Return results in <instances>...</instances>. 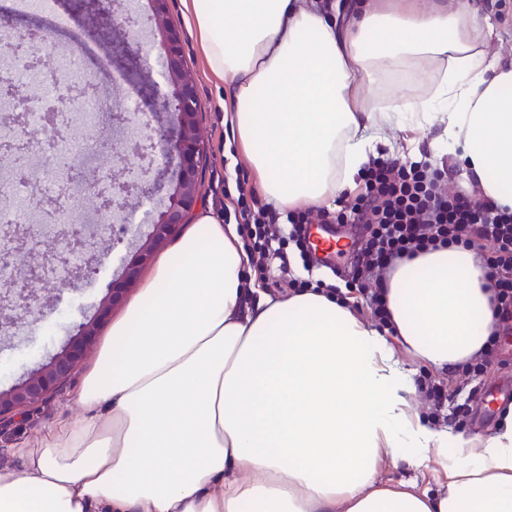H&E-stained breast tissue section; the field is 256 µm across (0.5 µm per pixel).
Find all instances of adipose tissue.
<instances>
[{
	"mask_svg": "<svg viewBox=\"0 0 512 512\" xmlns=\"http://www.w3.org/2000/svg\"><path fill=\"white\" fill-rule=\"evenodd\" d=\"M254 191L332 207L371 159L444 168L512 208V57L476 0H183ZM414 70L412 95L367 97ZM385 333L335 294L271 296L213 211L155 259L59 420L0 466V512H512V418L476 437L422 422L402 361L453 369L486 344L473 251L399 262ZM436 466L441 494L381 485Z\"/></svg>",
	"mask_w": 512,
	"mask_h": 512,
	"instance_id": "obj_1",
	"label": "adipose tissue"
}]
</instances>
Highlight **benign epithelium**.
Returning a JSON list of instances; mask_svg holds the SVG:
<instances>
[{"label": "benign epithelium", "instance_id": "7a95c632", "mask_svg": "<svg viewBox=\"0 0 512 512\" xmlns=\"http://www.w3.org/2000/svg\"><path fill=\"white\" fill-rule=\"evenodd\" d=\"M167 2L151 0L153 27L148 52L142 58L146 59L154 52L161 59L162 84L156 86L155 109L171 111L177 116L178 129L174 144L178 157L176 180L170 185L164 206L155 212H144L142 223L150 225V231L135 238L132 244L133 255L122 273L107 285L97 315L75 324L71 336L58 352L10 388L0 390V424L40 406L63 391L93 345L100 319L121 302L128 287L150 262L154 251L189 222L201 201L198 186L204 145L200 136L196 89L181 51L178 33L168 20ZM6 27L15 31L14 69L35 70L40 67L50 73L51 86L57 92V105L52 108L41 106L42 122L55 125L56 110L66 108L96 90L92 79L72 83L58 77L49 58L41 56L38 47L31 45L26 53H19L23 43L33 39L36 33L18 28L1 14L0 28ZM136 114L142 136L130 141L125 152L116 155V161L126 169V179L105 183L95 193L99 199V210L105 213L106 223L112 214L123 216L126 223L131 222L127 213L128 198L143 191V184L151 175L158 155L167 153L164 134L153 125L154 113L138 110ZM29 116L26 108L17 113L9 133L0 140H19L25 143V147H30L32 138ZM12 228V246L0 250V266L13 265L21 256L24 268L19 270L12 286L0 289V312L20 310L27 316L41 315L42 306L30 293L29 283L32 278L43 276L59 265L68 264L69 256L86 249L95 233L75 224H56L54 228L60 249L46 257L28 247V225L14 224Z\"/></svg>", "mask_w": 512, "mask_h": 512}]
</instances>
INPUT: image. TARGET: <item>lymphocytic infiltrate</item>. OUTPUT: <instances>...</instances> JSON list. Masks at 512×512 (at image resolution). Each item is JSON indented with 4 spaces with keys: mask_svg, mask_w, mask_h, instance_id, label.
<instances>
[{
    "mask_svg": "<svg viewBox=\"0 0 512 512\" xmlns=\"http://www.w3.org/2000/svg\"><path fill=\"white\" fill-rule=\"evenodd\" d=\"M235 190L234 215L247 226L244 245L261 277L268 260L288 259L280 247L279 215L248 192L244 180H236ZM311 222L367 225V236L350 239L344 253L363 284L371 288L370 307L379 325H387L389 318L381 282L397 259L441 245L475 243L495 292V317L501 330L512 328V209L486 199L449 195L442 173L429 163L373 160L366 171L365 192L349 213H303L292 227V236L305 240V226Z\"/></svg>",
    "mask_w": 512,
    "mask_h": 512,
    "instance_id": "1",
    "label": "lymphocytic infiltrate"
}]
</instances>
